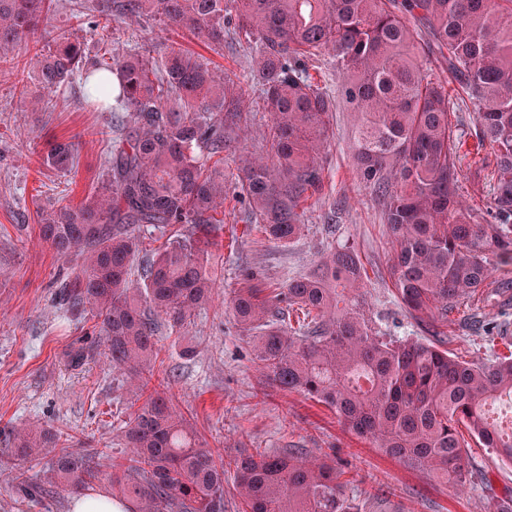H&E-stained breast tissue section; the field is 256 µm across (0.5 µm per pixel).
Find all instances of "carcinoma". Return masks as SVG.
<instances>
[{"label": "carcinoma", "instance_id": "1", "mask_svg": "<svg viewBox=\"0 0 512 512\" xmlns=\"http://www.w3.org/2000/svg\"><path fill=\"white\" fill-rule=\"evenodd\" d=\"M53 0H0V61L23 41L38 42ZM80 24L107 44L111 22L153 16L224 45V24L255 48L252 81L272 116L267 156L239 148V188L266 237H300L302 205L324 187L335 97L309 64L330 53L343 75L340 97L357 114L354 161L382 205L395 241L391 269L411 318L445 325L448 308L488 286L490 265L512 264V0H97ZM426 32L448 70L477 105L478 146H489L494 221L478 224L459 194L464 141L448 120V88L418 63ZM33 80L47 96L77 82L85 107L121 122L104 186L77 204L41 214L40 237L61 257L82 258L56 297L71 315L92 312L113 367L145 394L123 440L126 465L102 476L96 454L56 453L44 428L8 435V459L29 499L55 489L83 491L107 480L124 512H224V466L232 467L242 512H360L343 495L340 473L299 451L241 453L224 464L200 444L192 423L150 386L157 320L179 331L212 295L206 246L224 223V161L236 141L246 89L198 56L169 47L112 61L87 58L63 39L36 54ZM43 164L70 171L75 149L48 144ZM190 224L135 257L144 229ZM366 273L355 250L332 251L314 273L266 292L244 274L229 304L273 384L336 409L359 436L388 455L427 467L450 484L469 474L467 432L512 463V428L489 408L512 399V354L490 365L456 359L435 343L389 336L372 326L359 294ZM298 311V327L285 313ZM48 458L31 483L24 464Z\"/></svg>", "mask_w": 512, "mask_h": 512}]
</instances>
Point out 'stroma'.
<instances>
[{
	"label": "stroma",
	"instance_id": "obj_1",
	"mask_svg": "<svg viewBox=\"0 0 512 512\" xmlns=\"http://www.w3.org/2000/svg\"><path fill=\"white\" fill-rule=\"evenodd\" d=\"M116 28L113 58H122L132 46L155 57L178 45L248 84L252 102L241 140L250 150H267L270 114L259 88L250 83L254 51L232 25H225L224 45L217 49L152 19L120 22ZM34 52L32 43H23L0 63V512H72V497L62 490L37 502L23 499L17 473L6 462V434L16 426L50 429L61 447L96 453L107 471L129 456L121 429L143 398L136 382L113 369L94 318H68L55 296L56 279L80 267L81 257H57L39 240L37 229L40 210L79 202L101 187L116 127L110 113L87 111L65 90L46 110H34L26 91ZM420 63L448 86V119L471 146L461 156L459 192L478 223L490 222L494 156L486 148L472 149L476 107L434 46L425 48ZM331 128L324 193L308 201L304 231L285 247L247 222L234 197L235 153L225 151L229 198L209 248L214 299L180 332L160 328L154 381L191 418L200 442L216 459H230L243 449L299 448L311 457L342 462L344 494L359 502L361 512H488L512 495V465L470 439V474L465 485L454 486L429 468L385 454L351 432L327 405L271 385L253 363L251 347L227 306L243 270L256 272L265 287H281L316 270L330 249L350 245L367 273L362 294L376 327L395 337H426L424 325L396 297L392 234L353 165L357 126L345 101H338ZM53 140L74 144L78 164L72 171L43 164L42 152ZM504 281L512 282V265L497 269L483 294L449 310L442 341L450 355L491 363L512 352V289L502 290ZM488 324L493 333H485ZM73 346L83 347L86 355L76 367L64 357ZM187 347L192 356H183Z\"/></svg>",
	"mask_w": 512,
	"mask_h": 512
}]
</instances>
